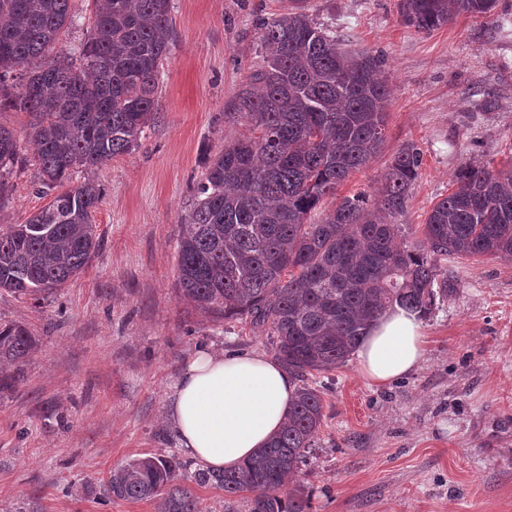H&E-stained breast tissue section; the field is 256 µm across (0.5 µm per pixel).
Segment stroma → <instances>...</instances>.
<instances>
[{"mask_svg":"<svg viewBox=\"0 0 512 512\" xmlns=\"http://www.w3.org/2000/svg\"><path fill=\"white\" fill-rule=\"evenodd\" d=\"M290 5L171 0L157 118L134 150L90 173L103 189L99 249L47 300L0 289V323L39 340L26 382L0 393V512H156L151 501L104 498L99 483L129 458L177 453L165 410L185 361L204 347L275 356L248 320L203 315L179 298L177 240L207 158L250 132L225 112L262 60L256 23ZM305 6L350 50L383 54L391 88L383 152L316 211L372 192L412 145L421 166L402 222L407 241H419L460 168L512 160V0L428 33L401 22L398 0ZM26 122L0 112L21 157L0 224L26 223L49 202L32 186ZM440 267L452 288L423 319L429 352L417 370L382 388L352 359L317 376L324 418L297 475L312 512H512V261L452 256Z\"/></svg>","mask_w":512,"mask_h":512,"instance_id":"stroma-1","label":"stroma"}]
</instances>
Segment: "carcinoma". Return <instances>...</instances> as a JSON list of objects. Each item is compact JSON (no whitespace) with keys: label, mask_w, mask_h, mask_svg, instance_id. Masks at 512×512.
<instances>
[{"label":"carcinoma","mask_w":512,"mask_h":512,"mask_svg":"<svg viewBox=\"0 0 512 512\" xmlns=\"http://www.w3.org/2000/svg\"><path fill=\"white\" fill-rule=\"evenodd\" d=\"M295 11L258 23L262 64L229 105L251 135L209 159L178 238L180 297L204 314L250 319L267 332L299 381L294 405L269 445L235 471L198 468L190 480L224 491L226 512H310L295 481L324 413L310 377L344 365L371 323L394 303L428 313L451 283L438 262L512 260V167L465 166L437 202L424 240L408 245L407 211L420 154L396 153L375 191L345 196L315 224L307 217L386 143L390 89L384 59L341 47L336 32ZM496 0H400L402 21L429 32L482 16ZM77 22L71 0H0V110L29 116L37 191L46 194L138 146L156 115L160 64L173 40L170 0H95L91 35L68 61L55 53ZM18 139L0 124V209L11 192ZM100 184L57 194L24 224L0 225V288L35 300L80 275L99 246ZM38 346L22 325H0V392L25 381ZM190 464L140 457L112 469L102 495L153 500L158 512H200L182 483ZM288 489L281 496L282 489Z\"/></svg>","instance_id":"1"}]
</instances>
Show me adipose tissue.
<instances>
[{
  "label": "adipose tissue",
  "instance_id": "1",
  "mask_svg": "<svg viewBox=\"0 0 512 512\" xmlns=\"http://www.w3.org/2000/svg\"><path fill=\"white\" fill-rule=\"evenodd\" d=\"M427 345L418 313L388 307L356 348L357 371L369 385L385 386L417 369ZM295 390L288 371L265 354L200 349L174 385L166 423L185 458L236 470L279 431Z\"/></svg>",
  "mask_w": 512,
  "mask_h": 512
}]
</instances>
